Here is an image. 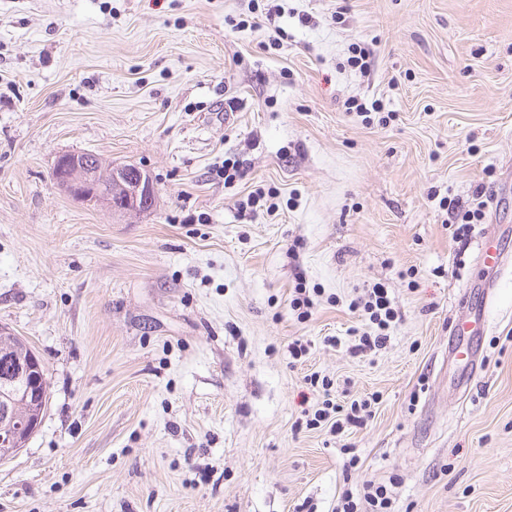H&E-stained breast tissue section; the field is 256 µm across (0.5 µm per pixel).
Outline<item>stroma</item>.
Wrapping results in <instances>:
<instances>
[{
    "label": "stroma",
    "mask_w": 512,
    "mask_h": 512,
    "mask_svg": "<svg viewBox=\"0 0 512 512\" xmlns=\"http://www.w3.org/2000/svg\"><path fill=\"white\" fill-rule=\"evenodd\" d=\"M269 1L0 0V325L50 383L0 512H336L392 479L394 512H512V0H273L277 27L247 26ZM77 151L146 170L153 212L58 188ZM480 184L455 242L441 200ZM259 185L276 209L239 215ZM485 237L508 259L459 395L448 326ZM377 282L400 319L355 355L350 303ZM301 283L322 290L306 320ZM313 374L371 417L303 428ZM487 189L483 184L478 185L474 191V200L477 201L475 206L463 212L459 223L449 224L452 228V239L459 242L466 240L472 231V224H480L483 221L488 208L487 202L492 199L490 195H487ZM295 295L292 298L290 306L293 311L297 312L298 319H306L311 316V309L314 307L313 296H318L320 293L318 288H312V294L307 291V288H295Z\"/></svg>",
    "instance_id": "stroma-1"
}]
</instances>
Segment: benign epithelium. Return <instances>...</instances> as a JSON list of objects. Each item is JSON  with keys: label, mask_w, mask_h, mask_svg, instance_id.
Here are the masks:
<instances>
[{"label": "benign epithelium", "mask_w": 512, "mask_h": 512, "mask_svg": "<svg viewBox=\"0 0 512 512\" xmlns=\"http://www.w3.org/2000/svg\"><path fill=\"white\" fill-rule=\"evenodd\" d=\"M54 168L55 183L86 205L112 207V182L122 181L126 185L125 210L144 211L155 206L156 186L150 175L137 166L111 164L105 179L100 176L101 163L96 157L86 152H67L57 157ZM40 374V360L34 353L25 362L14 363L7 373H0V426H12L11 430L0 433V446L13 453L20 451L38 429L36 421L14 424L13 406L20 393L46 401Z\"/></svg>", "instance_id": "benign-epithelium-1"}]
</instances>
